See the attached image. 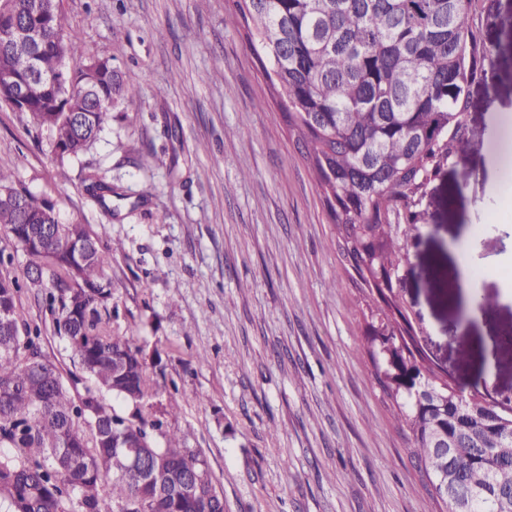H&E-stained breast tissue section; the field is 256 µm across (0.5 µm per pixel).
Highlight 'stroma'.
Returning <instances> with one entry per match:
<instances>
[{
  "label": "stroma",
  "mask_w": 512,
  "mask_h": 512,
  "mask_svg": "<svg viewBox=\"0 0 512 512\" xmlns=\"http://www.w3.org/2000/svg\"><path fill=\"white\" fill-rule=\"evenodd\" d=\"M84 53L110 59L140 90L93 148L56 177L51 135L0 106V166L112 246L113 328L163 373L151 415L206 460L224 512H437L360 347L359 293L341 262L309 167L228 0H61ZM494 65L471 87V149L432 184L406 276L434 362L463 386L512 391V0H479ZM162 166L148 165L150 156ZM98 172L117 191H86ZM482 225L479 279L492 303L449 340L464 291L454 246ZM24 318L62 375L72 354L40 296Z\"/></svg>",
  "instance_id": "obj_1"
}]
</instances>
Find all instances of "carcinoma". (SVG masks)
I'll use <instances>...</instances> for the list:
<instances>
[{"label": "carcinoma", "instance_id": "obj_1", "mask_svg": "<svg viewBox=\"0 0 512 512\" xmlns=\"http://www.w3.org/2000/svg\"><path fill=\"white\" fill-rule=\"evenodd\" d=\"M277 106L311 168L345 270L361 296V348L394 419L410 434L409 454L448 512H512V406H486L434 368L403 312L396 278L404 243L421 231L427 183L470 150L465 116L477 61L493 63L468 19L473 0H231ZM41 34L46 80L22 111L52 135L57 175L87 152L112 113L139 98L108 58L85 56L57 0H0V72L28 77V57L13 50L15 19ZM87 191L114 194L96 173ZM22 192L28 208L0 195V229L44 272L36 284L0 275V502L8 512H224V496L200 453L178 436L153 432L143 413L158 395L157 365L112 328L108 276L112 249L85 225L62 223L55 206L0 167V192ZM41 293L54 334L66 340L78 372L71 393L42 351L41 333L18 313L22 289ZM439 399L421 402L414 388ZM131 404L126 417L104 394ZM456 439L448 464L432 449L438 430ZM136 444L133 470L112 448V433Z\"/></svg>", "mask_w": 512, "mask_h": 512}]
</instances>
